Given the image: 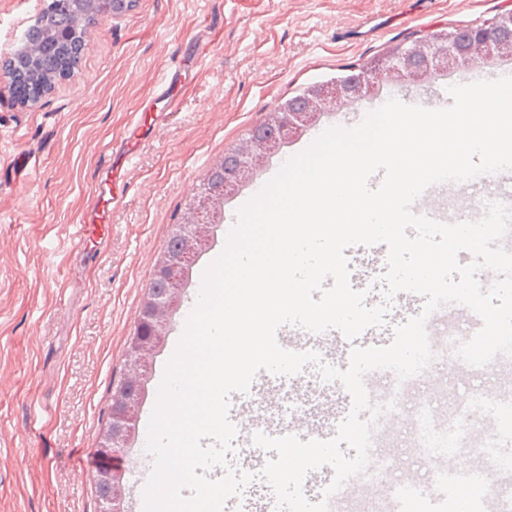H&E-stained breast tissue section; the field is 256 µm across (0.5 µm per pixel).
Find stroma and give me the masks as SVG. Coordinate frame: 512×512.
I'll return each mask as SVG.
<instances>
[{
  "label": "stroma",
  "instance_id": "obj_1",
  "mask_svg": "<svg viewBox=\"0 0 512 512\" xmlns=\"http://www.w3.org/2000/svg\"><path fill=\"white\" fill-rule=\"evenodd\" d=\"M511 1L135 0L92 27L77 64L36 99L0 83V512H98L96 449L113 383L172 226L212 164L303 88L431 31L482 24ZM49 2L0 0V60ZM171 72L177 106L140 144L107 238L74 248L113 141L132 113L154 108ZM366 302L386 306L383 325L328 338L330 362L389 345L409 310L380 284ZM319 375L310 364L262 387L268 418L280 422L298 400L305 420L335 433L347 393ZM509 375L512 360L492 373L433 367L377 443L389 461L384 483L350 486V503L395 482L427 485L416 410L429 406L447 426L471 393H497Z\"/></svg>",
  "mask_w": 512,
  "mask_h": 512
}]
</instances>
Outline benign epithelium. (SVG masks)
Listing matches in <instances>:
<instances>
[{
  "label": "benign epithelium",
  "instance_id": "1",
  "mask_svg": "<svg viewBox=\"0 0 512 512\" xmlns=\"http://www.w3.org/2000/svg\"><path fill=\"white\" fill-rule=\"evenodd\" d=\"M77 2L51 0V5L53 11L72 17L69 33L85 39L93 24L119 14L128 0H94V7L82 14L76 11ZM507 26L512 27V10L475 27L465 47L453 41V36L448 32L432 33L375 61L354 79L312 86L306 92L307 107L304 111L292 112L284 106L270 113L264 122V126L269 128L268 134L254 132L233 148L238 158L235 170H224L222 160L210 168L201 192L190 200L182 220L173 225L174 232L183 239L182 250L176 255L163 254L156 264L155 276L166 280L171 288L162 295L150 291L144 295L135 330L127 343L126 375L112 393L110 419L100 433L98 451L116 455L128 446L135 433L140 407L138 388L145 376L148 361L168 327L170 315L178 307L186 287L187 271L213 226L214 213L210 200L203 194L210 182L216 176H222L224 194L232 193L250 179L267 154L310 125L326 108L341 106L363 96L383 80H415L433 70L465 65L476 57L511 55L512 43L497 42L492 35V30ZM96 481L112 487V494L100 502L99 512H125L124 472L117 468L102 469L97 472Z\"/></svg>",
  "mask_w": 512,
  "mask_h": 512
}]
</instances>
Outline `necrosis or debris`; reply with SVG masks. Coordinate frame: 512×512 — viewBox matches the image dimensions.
<instances>
[{"instance_id":"necrosis-or-debris-1","label":"necrosis or debris","mask_w":512,"mask_h":512,"mask_svg":"<svg viewBox=\"0 0 512 512\" xmlns=\"http://www.w3.org/2000/svg\"><path fill=\"white\" fill-rule=\"evenodd\" d=\"M364 384L371 401L377 405L402 404L405 395L414 386V379L399 380L390 370H373L365 374ZM486 413L498 418L496 430L484 435L475 453L483 459V467L457 473L442 467L443 459L455 456L461 447L464 433L474 427L476 414ZM414 439L424 458L433 461L430 481L433 495H426L413 482L394 484L386 502L372 503V512H384L393 507L394 512H456V486L465 483L469 488L471 512H482L488 499H495L497 512H512V497L499 494L490 474L512 470V455L502 453L501 441L512 438V399L499 395L489 396L481 392L471 393L466 406L449 425L447 430L438 429L432 422L427 408H419L414 419Z\"/></svg>"}]
</instances>
